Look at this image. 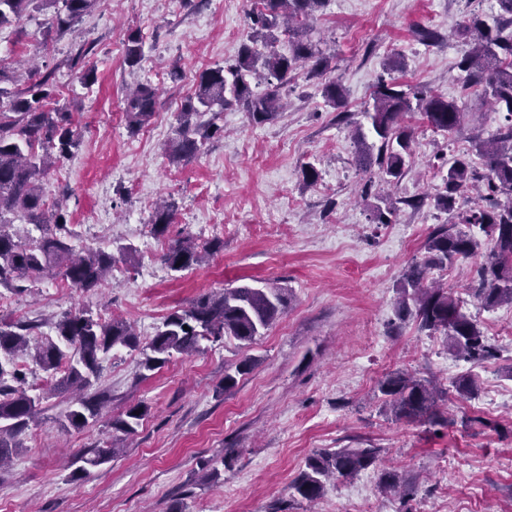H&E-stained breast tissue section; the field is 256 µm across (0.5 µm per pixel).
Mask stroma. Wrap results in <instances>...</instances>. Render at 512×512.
Wrapping results in <instances>:
<instances>
[{
    "mask_svg": "<svg viewBox=\"0 0 512 512\" xmlns=\"http://www.w3.org/2000/svg\"><path fill=\"white\" fill-rule=\"evenodd\" d=\"M250 8V0H98L60 37L47 34L37 10L0 28V66L20 88L23 62L53 73L59 103L82 133L74 155L41 183L47 202L68 215L71 247L133 249L90 291L61 287L55 277L24 294L0 288V317L36 323L42 338L54 334L50 316L88 310L122 317L145 342L171 312L225 287L269 283L288 297L285 313L248 345L205 340L153 371L141 369L140 350H112L90 387L98 414L83 430L62 426L71 396L44 398L22 448L0 471V512H169L175 504L183 512H512V306L489 310L471 296L475 259L444 274L496 350L479 365L450 355L443 334L396 316L405 269L436 225L454 221L433 205L437 164L498 133L499 117L478 87L463 86L458 32L466 17L496 16V0H326L310 37L331 58L345 107L328 106L300 71L276 119L255 125L242 110H225L222 139L172 161L182 103L199 73L234 63ZM130 28L144 36L133 68L124 62ZM423 29L435 42L421 40ZM76 56L95 67L94 85L75 78ZM174 70L181 80H171ZM381 78L454 100L464 113L449 133L406 115L412 155L399 182L382 190L367 186L357 168L353 136L367 124L363 107ZM142 83L158 88L161 105L134 133L124 99ZM308 165L319 174L311 184ZM382 193L397 203L387 224L373 216ZM169 198L174 218L165 235L151 234L154 206ZM185 233L222 246L205 264L176 273L160 257ZM245 359L252 369L225 387V374ZM398 370L445 389L444 422L382 414L378 384ZM470 375L479 390L460 397L455 385ZM138 403L148 413L120 440V453L71 482L76 455ZM369 442L384 448L380 461L327 483L316 501L293 495L308 457ZM213 468L219 480L204 482ZM386 468L407 494L382 485Z\"/></svg>",
    "mask_w": 512,
    "mask_h": 512,
    "instance_id": "35a3bbf8",
    "label": "stroma"
}]
</instances>
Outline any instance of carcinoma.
Wrapping results in <instances>:
<instances>
[{
  "label": "carcinoma",
  "instance_id": "1",
  "mask_svg": "<svg viewBox=\"0 0 512 512\" xmlns=\"http://www.w3.org/2000/svg\"><path fill=\"white\" fill-rule=\"evenodd\" d=\"M325 0H259L250 16L251 33L241 46L236 61L227 66L203 70L193 94L182 104L178 126L171 141L174 160L198 153L209 140L224 135L217 123L220 112L239 107L251 123L273 120L282 108V89L299 67L308 66V76L321 85L322 97L334 108L346 105L344 89L331 76L330 58L320 53L307 39L304 26ZM97 0H0V28L21 21L30 10L47 14V33L63 34ZM500 14L489 25L471 17L461 27L468 49L459 67L466 72V86L481 85L493 100L495 112L504 115L505 124L492 142L478 141L475 152L482 168L464 155L438 166L442 184L433 196L434 206L452 211L459 198L471 188L478 190L482 203L461 215V223L477 226L492 238L494 247L477 265L471 295L480 304L493 309L512 305V34L502 35L501 22L512 25V0H497ZM288 35V53L276 50L279 35ZM143 58L141 30L130 29L125 38V63L134 67ZM263 82L260 92L252 81ZM30 86L8 88L10 77L0 68V287L17 294L27 291L26 284L46 276L59 277L71 287L89 291L99 287L112 272L115 258L100 249L85 254L73 252L68 240L72 234L63 210L48 205L40 183L50 167L64 159L81 144L79 129L71 113L56 105V85L52 73L29 71ZM372 107L364 114L370 120L376 141L368 142L357 131L356 163L365 173L376 174L386 183L399 181L406 158L411 155V131L402 124L407 112L418 110L437 130L450 132L463 116L453 100L411 93L394 83L378 80L371 93ZM156 88L141 84L126 95L124 112L128 128L136 132L144 127L159 107ZM35 225L37 238H21L9 231L14 220ZM172 222V205L158 208L151 231L162 235ZM222 246L213 241L197 250L188 237L171 241L162 255L163 263L174 272L199 265L203 253ZM480 243L472 235L440 224L429 234L424 254L415 259L402 275L397 301L398 319L410 317L421 331L447 336L448 353L458 359L479 364L493 356L492 347L479 324L463 312L461 301L448 289L429 280L435 270H443L460 259L478 253ZM287 300L282 289L272 285L254 288L240 285L223 288L193 300L189 306L169 314L148 344L142 347L141 367L153 371L175 354H190L200 341L230 336L249 344L263 334L284 312ZM58 341L51 339L30 346L34 325L0 319V467L21 447V436L39 413L42 396L29 394L25 373L15 365L23 352L34 349L32 360L55 382L50 393H74L90 385L97 375L102 357L116 347L136 349L139 339L124 320H105L88 312L68 311L52 323ZM385 410L397 420L435 421L439 418L438 390L413 376L396 372L379 382ZM147 413L139 403L125 417L112 422V428L125 435L135 433ZM96 415L92 398L78 397L66 413L68 426L80 430ZM382 449L339 448L319 452L306 460L305 467L292 481L293 494L307 501L320 498L330 479L348 478L375 463ZM117 454L116 443L107 440L94 448L91 457H80L83 465L71 475L78 482L87 475L85 465H104Z\"/></svg>",
  "mask_w": 512,
  "mask_h": 512
}]
</instances>
